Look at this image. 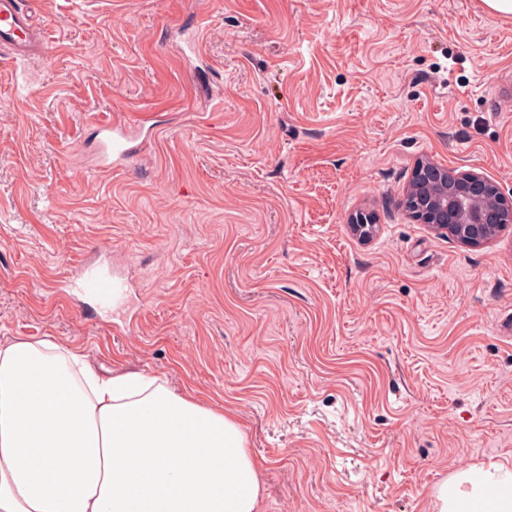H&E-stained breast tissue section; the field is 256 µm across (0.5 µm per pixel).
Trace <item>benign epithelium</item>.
<instances>
[{
	"label": "benign epithelium",
	"mask_w": 512,
	"mask_h": 512,
	"mask_svg": "<svg viewBox=\"0 0 512 512\" xmlns=\"http://www.w3.org/2000/svg\"><path fill=\"white\" fill-rule=\"evenodd\" d=\"M410 217L434 232L468 247H479L500 224L512 223V195L488 176L448 169L428 160L416 163L406 192ZM362 239L372 236L375 220L360 212L349 221Z\"/></svg>",
	"instance_id": "obj_1"
}]
</instances>
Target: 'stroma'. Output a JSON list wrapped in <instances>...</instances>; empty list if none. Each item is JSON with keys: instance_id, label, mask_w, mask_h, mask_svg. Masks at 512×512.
I'll use <instances>...</instances> for the list:
<instances>
[{"instance_id": "stroma-1", "label": "stroma", "mask_w": 512, "mask_h": 512, "mask_svg": "<svg viewBox=\"0 0 512 512\" xmlns=\"http://www.w3.org/2000/svg\"><path fill=\"white\" fill-rule=\"evenodd\" d=\"M0 51V343L163 376L235 420L261 512H430L512 464V226L402 209L418 160L512 192V16L482 0H39ZM135 123L98 168L92 119ZM370 210L363 241L348 224ZM111 264L87 320L60 281ZM30 0H0V49L13 59L44 52L46 31L34 26Z\"/></svg>"}]
</instances>
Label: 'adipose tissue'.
Instances as JSON below:
<instances>
[{
    "instance_id": "adipose-tissue-1",
    "label": "adipose tissue",
    "mask_w": 512,
    "mask_h": 512,
    "mask_svg": "<svg viewBox=\"0 0 512 512\" xmlns=\"http://www.w3.org/2000/svg\"><path fill=\"white\" fill-rule=\"evenodd\" d=\"M432 512H512V467L453 473ZM238 424L51 339L0 345V512H260Z\"/></svg>"
}]
</instances>
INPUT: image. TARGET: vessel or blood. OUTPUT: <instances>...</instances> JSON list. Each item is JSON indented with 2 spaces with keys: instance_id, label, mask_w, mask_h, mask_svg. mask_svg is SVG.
<instances>
[{
  "instance_id": "obj_1",
  "label": "vessel or blood",
  "mask_w": 512,
  "mask_h": 512,
  "mask_svg": "<svg viewBox=\"0 0 512 512\" xmlns=\"http://www.w3.org/2000/svg\"><path fill=\"white\" fill-rule=\"evenodd\" d=\"M46 46V32L34 25L29 0H0V49L12 58L23 59L33 52L44 51ZM96 131L102 170L124 169L134 161L130 127L124 120L97 122ZM68 284L101 303L110 302L119 287L111 272L94 264L82 266Z\"/></svg>"
}]
</instances>
